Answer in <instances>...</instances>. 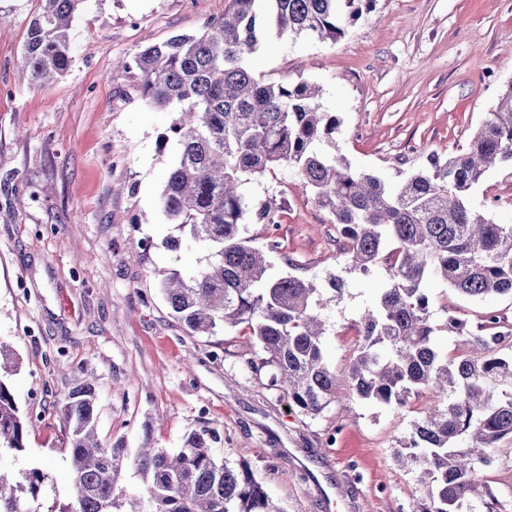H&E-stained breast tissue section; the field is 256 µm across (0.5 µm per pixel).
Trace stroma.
I'll return each instance as SVG.
<instances>
[{
  "label": "stroma",
  "mask_w": 512,
  "mask_h": 512,
  "mask_svg": "<svg viewBox=\"0 0 512 512\" xmlns=\"http://www.w3.org/2000/svg\"><path fill=\"white\" fill-rule=\"evenodd\" d=\"M227 0H83L71 30L72 64L36 88L18 61L37 0H0V342L16 362L5 378L31 419L23 452L0 454L16 470L40 467L50 494L72 499L68 423L61 401L84 376L98 380V436L124 447L117 490H143L133 460L144 440L181 447L206 428L218 457L249 462L283 512H412L414 477L395 462L426 391L399 408L371 404L340 386L318 416L291 407L244 360L242 328L189 335L159 287L163 274L194 272L207 252L162 247L173 235L160 196L174 160L163 136L174 113L151 106L136 73L118 59L176 34H195ZM337 40L269 38L251 67L264 79L321 86L340 119L336 148L358 171L396 182L466 148L504 85L512 81V0H375L368 15L344 22ZM251 206L284 202L276 231L249 224L265 244L276 234L271 275L295 272L345 281L325 298L328 365L345 374L358 353V326L383 287V267L349 270L336 253V227L288 166L246 180ZM471 208L512 224V165L490 168ZM155 246L140 253L138 243ZM431 319L456 314L479 323L489 312L512 323V299L469 300L441 280L427 285ZM512 512V438L481 474Z\"/></svg>",
  "instance_id": "stroma-1"
}]
</instances>
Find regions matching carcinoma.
<instances>
[{"label": "carcinoma", "mask_w": 512, "mask_h": 512, "mask_svg": "<svg viewBox=\"0 0 512 512\" xmlns=\"http://www.w3.org/2000/svg\"><path fill=\"white\" fill-rule=\"evenodd\" d=\"M39 2L21 62L32 82L45 87L71 67L69 30L83 0ZM373 2L228 0L224 16L201 32L174 35L123 63L139 72L145 99L176 113L165 135L176 160L161 210L179 235L162 246L176 250L190 241L208 251L199 271L171 272L160 288L191 334L242 327L253 340L249 369L273 368L272 385L304 414L319 415L340 383L325 358L321 289L292 274L269 278L267 256L279 244L256 246L244 236L252 221L276 227L282 205L251 209L240 191L243 178L283 163L294 168L331 214L349 268L367 274L383 265L388 274L360 321L359 352L345 378L352 395L405 406L423 389L435 394L395 452L422 487L416 512H497V497L480 474L497 443L512 438V331L497 330L492 313L476 332L454 315L435 325L426 283L439 278L471 300L512 298V225L468 203L489 168L512 162V82L464 151L433 157L389 187L336 153L339 119L321 104L317 85L267 82L249 64L268 32L334 41L344 34L339 6H348L355 21ZM443 330L456 336L457 352L439 351ZM96 401L92 376L65 397L73 498L47 512H282L249 464L230 466L214 456L216 436L207 429L190 433L174 452L145 440L134 458L144 491L115 494L123 449L98 440ZM27 426L0 379V452L23 451ZM47 480L37 467L1 473L0 512H36L31 502Z\"/></svg>", "instance_id": "obj_1"}]
</instances>
